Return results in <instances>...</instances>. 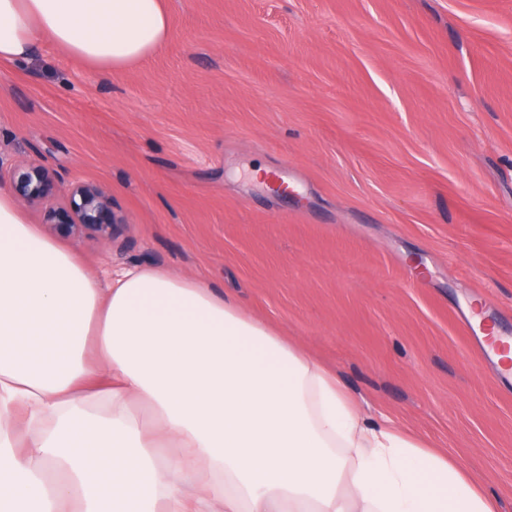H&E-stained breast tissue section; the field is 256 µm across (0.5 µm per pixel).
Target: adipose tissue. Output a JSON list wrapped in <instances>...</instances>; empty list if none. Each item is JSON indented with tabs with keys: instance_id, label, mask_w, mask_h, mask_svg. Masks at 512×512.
I'll return each instance as SVG.
<instances>
[{
	"instance_id": "1",
	"label": "adipose tissue",
	"mask_w": 512,
	"mask_h": 512,
	"mask_svg": "<svg viewBox=\"0 0 512 512\" xmlns=\"http://www.w3.org/2000/svg\"><path fill=\"white\" fill-rule=\"evenodd\" d=\"M170 36L165 0H0V63L47 39L119 71ZM0 512L497 506L223 292L125 266L100 284L0 191Z\"/></svg>"
}]
</instances>
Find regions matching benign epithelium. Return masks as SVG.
<instances>
[{
    "label": "benign epithelium",
    "mask_w": 512,
    "mask_h": 512,
    "mask_svg": "<svg viewBox=\"0 0 512 512\" xmlns=\"http://www.w3.org/2000/svg\"><path fill=\"white\" fill-rule=\"evenodd\" d=\"M8 175L15 193L31 206L44 205L55 194L53 173L41 164H15L9 168ZM66 199L67 207L63 214L67 231L72 236H112L113 225L118 220L114 218L110 224L103 222L102 217L109 209V198L100 188L76 181L67 190Z\"/></svg>",
    "instance_id": "benign-epithelium-1"
}]
</instances>
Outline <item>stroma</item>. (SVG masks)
Here are the masks:
<instances>
[{
  "instance_id": "obj_1",
  "label": "stroma",
  "mask_w": 512,
  "mask_h": 512,
  "mask_svg": "<svg viewBox=\"0 0 512 512\" xmlns=\"http://www.w3.org/2000/svg\"><path fill=\"white\" fill-rule=\"evenodd\" d=\"M166 7L169 41L122 71L46 40L0 67V158L124 219L109 241L30 223L99 279L224 291L512 512V377L468 314L512 336V0Z\"/></svg>"
}]
</instances>
